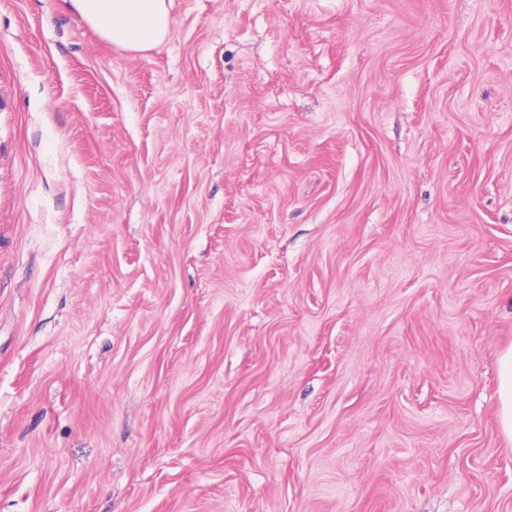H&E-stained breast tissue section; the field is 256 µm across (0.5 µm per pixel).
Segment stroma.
Segmentation results:
<instances>
[{
    "mask_svg": "<svg viewBox=\"0 0 512 512\" xmlns=\"http://www.w3.org/2000/svg\"><path fill=\"white\" fill-rule=\"evenodd\" d=\"M0 0V512H512V0ZM104 40L131 52L157 47L170 30L167 0H63ZM498 423L503 436L512 441V346L504 350L499 360Z\"/></svg>",
    "mask_w": 512,
    "mask_h": 512,
    "instance_id": "stroma-1",
    "label": "stroma"
}]
</instances>
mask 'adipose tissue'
<instances>
[{
    "label": "adipose tissue",
    "mask_w": 512,
    "mask_h": 512,
    "mask_svg": "<svg viewBox=\"0 0 512 512\" xmlns=\"http://www.w3.org/2000/svg\"><path fill=\"white\" fill-rule=\"evenodd\" d=\"M104 40L131 52L157 47L170 30L167 0H63Z\"/></svg>",
    "instance_id": "ef3b65f1"
}]
</instances>
